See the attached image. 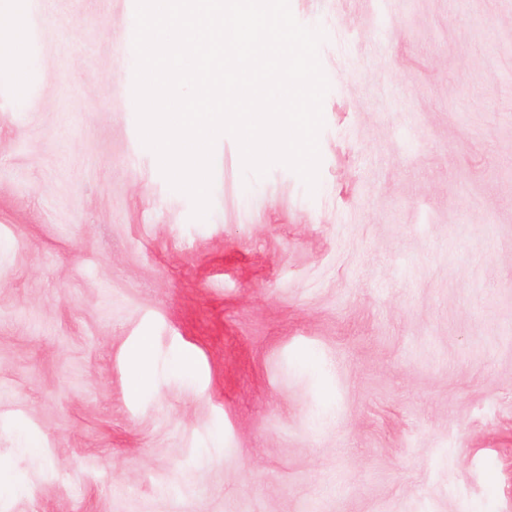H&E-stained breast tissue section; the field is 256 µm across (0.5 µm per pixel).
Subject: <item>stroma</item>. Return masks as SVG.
<instances>
[{"mask_svg": "<svg viewBox=\"0 0 512 512\" xmlns=\"http://www.w3.org/2000/svg\"><path fill=\"white\" fill-rule=\"evenodd\" d=\"M290 5L317 189L224 135L197 220L135 0H0V512H512V0ZM150 355V338L148 336L142 337L134 354L135 362L131 369L130 390L132 394H137L150 376V370L147 365Z\"/></svg>", "mask_w": 512, "mask_h": 512, "instance_id": "stroma-1", "label": "stroma"}]
</instances>
